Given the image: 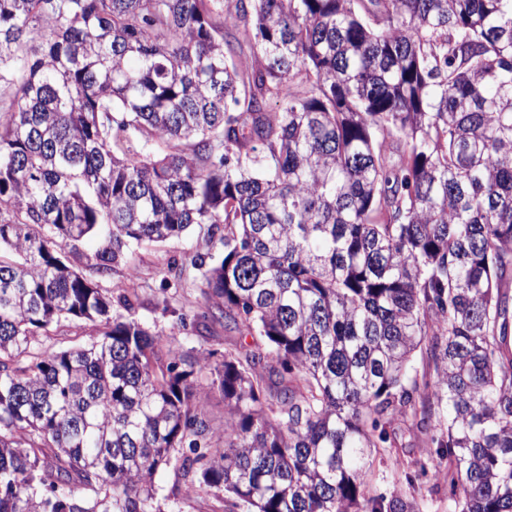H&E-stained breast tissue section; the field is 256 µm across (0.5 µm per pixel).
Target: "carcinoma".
I'll list each match as a JSON object with an SVG mask.
<instances>
[{
    "instance_id": "obj_1",
    "label": "carcinoma",
    "mask_w": 512,
    "mask_h": 512,
    "mask_svg": "<svg viewBox=\"0 0 512 512\" xmlns=\"http://www.w3.org/2000/svg\"><path fill=\"white\" fill-rule=\"evenodd\" d=\"M2 89L0 512H163L165 468L382 512L397 417L440 431L456 512H512V0H0ZM195 224L192 324L252 338L219 361L135 318L133 247ZM63 318L89 340L40 348Z\"/></svg>"
}]
</instances>
